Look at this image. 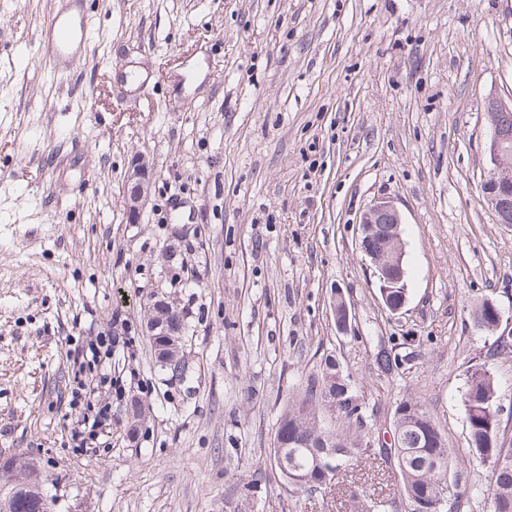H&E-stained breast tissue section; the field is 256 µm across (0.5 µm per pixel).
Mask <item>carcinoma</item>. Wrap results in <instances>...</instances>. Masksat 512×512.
Returning a JSON list of instances; mask_svg holds the SVG:
<instances>
[{
    "label": "carcinoma",
    "mask_w": 512,
    "mask_h": 512,
    "mask_svg": "<svg viewBox=\"0 0 512 512\" xmlns=\"http://www.w3.org/2000/svg\"><path fill=\"white\" fill-rule=\"evenodd\" d=\"M496 123L512 140V110L490 106ZM148 305L176 320L180 331L186 330L184 317L175 308L157 305L149 295ZM474 325L484 330L494 319V310L483 301L472 310ZM499 384L484 363L469 367L466 389L461 398V411L467 428L469 459L489 469L488 489L472 484L470 494L487 496L489 512H512V443L501 441L498 434V407L495 406ZM327 405L357 428L365 419L358 396L339 374L336 359L328 358L319 374L309 375L300 395L285 403L279 418L276 437L288 443V457L299 470L280 473L287 487L304 491L324 489L321 475L314 465L316 458L336 465V473L346 471L347 463L356 455L394 465L399 476L402 506L407 512H458L462 495L457 491L462 474L458 471V452L448 447V439L422 405L402 400L395 407L393 426L401 428V447L382 445L359 446V439L344 430L325 427L318 419L321 407ZM354 512H371L368 495L361 487L350 490Z\"/></svg>",
    "instance_id": "1"
}]
</instances>
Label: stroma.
I'll return each mask as SVG.
<instances>
[{
	"label": "stroma",
	"instance_id": "stroma-1",
	"mask_svg": "<svg viewBox=\"0 0 512 512\" xmlns=\"http://www.w3.org/2000/svg\"><path fill=\"white\" fill-rule=\"evenodd\" d=\"M61 6L0 0V453L39 460L55 512H350L343 484L293 494L269 464L329 356L368 439L412 399L452 448L487 363L512 440V353L492 352L512 336V225L481 190L512 0H86L93 50L56 77L42 31ZM135 155L154 175L131 224ZM380 198L404 219L395 314L359 248ZM151 295L184 316L185 379L149 344ZM487 299L494 333L469 316ZM346 474L403 512L393 466Z\"/></svg>",
	"mask_w": 512,
	"mask_h": 512
}]
</instances>
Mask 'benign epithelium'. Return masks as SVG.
I'll use <instances>...</instances> for the list:
<instances>
[{"label": "benign epithelium", "instance_id": "7a95c632", "mask_svg": "<svg viewBox=\"0 0 512 512\" xmlns=\"http://www.w3.org/2000/svg\"><path fill=\"white\" fill-rule=\"evenodd\" d=\"M512 156V148L508 146L496 124H491L487 143V177L483 181V197L491 209L500 214L512 209V175L503 172V165ZM153 169L148 161L140 155L132 158L127 175L126 212L129 223H138L140 214L145 207L152 184ZM390 225V244L380 249L374 244L375 225ZM402 215L395 203L386 198L376 200L361 216L360 248L370 259L375 273L381 283L383 298L393 312L404 308L407 299L398 289L407 287L406 242L402 237ZM146 335L154 336L159 343L158 354L164 367L172 370L175 375L181 374L184 368L178 357L172 354L169 337L176 334L175 325L166 317L148 310ZM0 512H13V502L26 496L40 499L42 509L52 512L53 499L46 495L40 473L32 459H17L13 456L0 455Z\"/></svg>", "mask_w": 512, "mask_h": 512}]
</instances>
